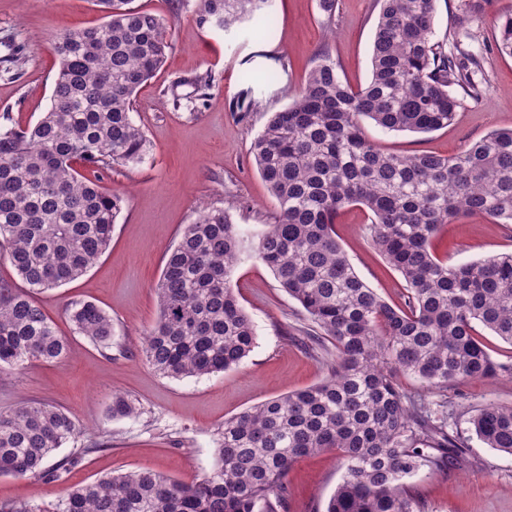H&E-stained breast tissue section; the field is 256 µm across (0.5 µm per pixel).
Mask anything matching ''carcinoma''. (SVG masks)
<instances>
[{
    "instance_id": "obj_1",
    "label": "carcinoma",
    "mask_w": 512,
    "mask_h": 512,
    "mask_svg": "<svg viewBox=\"0 0 512 512\" xmlns=\"http://www.w3.org/2000/svg\"><path fill=\"white\" fill-rule=\"evenodd\" d=\"M95 2L105 21L52 39L59 70L48 110L23 130L0 125V255L27 285L0 278V374L67 356V339L30 292L81 278L112 241L123 199L77 166L100 173L147 154L130 112L167 59L171 25L129 0ZM271 2L200 0L195 22L227 32L253 21L263 37ZM435 2L378 0L368 83L343 84L336 63L323 60L252 144L276 222L248 233L226 210L199 207L156 285L158 312L141 354L158 374L210 375L249 355L255 328L232 277L255 258L301 306L310 344L334 346L327 376L224 420L214 467L198 481L119 473L74 486L59 512H287L288 471L324 450L345 469L325 512H416L407 480L458 462L467 441L450 421L464 410L448 388L512 374L476 330L512 345V253L450 265L432 240L464 213L512 224V129L452 157L386 152L363 131L365 120L388 131L443 129L459 106L452 87L479 96L471 77L479 61L434 40ZM498 29V49L512 57L511 10ZM353 205L370 211L372 244L404 281L401 305L360 278L336 239V218ZM70 321L112 347V318L96 304L72 303ZM398 372L438 399L405 392ZM135 414L131 399L112 395V418ZM468 422L483 444L512 455V406L488 404ZM79 432L69 414L40 401L0 410V475L57 480L71 461H47Z\"/></svg>"
}]
</instances>
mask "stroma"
Segmentation results:
<instances>
[{
	"label": "stroma",
	"instance_id": "35a3bbf8",
	"mask_svg": "<svg viewBox=\"0 0 512 512\" xmlns=\"http://www.w3.org/2000/svg\"><path fill=\"white\" fill-rule=\"evenodd\" d=\"M133 3L172 26L168 58L139 90L131 113L147 137V156L102 177V186L122 195L124 203L100 260L80 279L34 295L67 338L68 356L29 363L0 379V410L35 399L68 412L81 432L53 455L70 461L59 480L0 476V505L26 502L39 512H58L68 488L130 470L194 482L213 467L225 419L327 375L326 355L294 340L307 325L299 304L255 259L242 263L233 277L256 332L253 351L238 367L171 379L145 364L141 347L157 316L155 285L165 260L183 226L195 221L199 204L228 209L233 223L253 230L273 223L275 201L253 163L252 143L322 59H331L351 87L369 81L376 0H336L330 15L318 0H274L273 34L266 39L255 37L248 22L228 33L199 28L194 22L199 0ZM460 4L436 0L435 37L462 35L464 49L480 58L481 69L473 76L479 98L461 97L452 123L429 133L389 132L364 121L365 134L382 149L451 156L490 131L512 127V57L496 49L498 13L512 8V0H497L472 22L464 21ZM102 20L93 0H0V60L16 45L24 54L15 75L0 72V116L8 115L16 127L35 124L50 105L58 70L53 36ZM204 74L213 83L203 95L195 81ZM370 222L361 207L343 209L337 240L361 279L386 301L400 303L404 281L372 246L366 233ZM433 250L452 265L510 253L512 224L462 216L441 228ZM82 300L111 316L112 349L75 333L69 309ZM116 393L134 400L136 416H109ZM448 395L472 410L512 405V376L465 380ZM457 430L468 440L458 465L409 481L418 512H512V455L486 447L467 419L458 421ZM98 433L106 436L107 447L87 452L90 437ZM343 475L335 452L300 459L285 478L288 512H324Z\"/></svg>",
	"mask_w": 512,
	"mask_h": 512
}]
</instances>
